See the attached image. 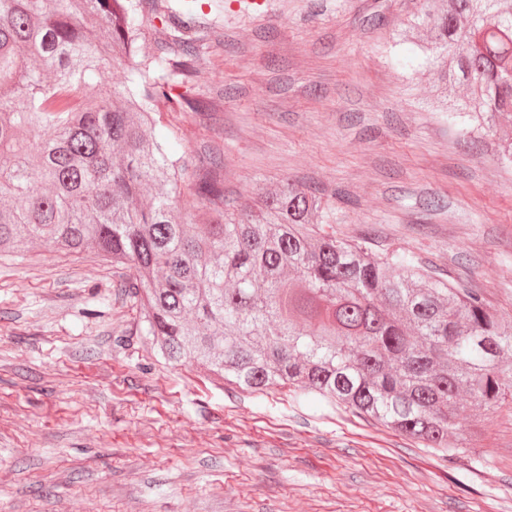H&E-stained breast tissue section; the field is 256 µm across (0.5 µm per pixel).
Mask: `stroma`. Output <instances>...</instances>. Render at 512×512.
<instances>
[{
  "label": "stroma",
  "instance_id": "obj_1",
  "mask_svg": "<svg viewBox=\"0 0 512 512\" xmlns=\"http://www.w3.org/2000/svg\"><path fill=\"white\" fill-rule=\"evenodd\" d=\"M180 0L207 18L198 74L154 134L224 158L236 207L291 179L327 233L414 255L512 317V168L430 111L424 0ZM110 262L0 255V512H512V404L465 406L454 462L310 395L250 394L154 356Z\"/></svg>",
  "mask_w": 512,
  "mask_h": 512
}]
</instances>
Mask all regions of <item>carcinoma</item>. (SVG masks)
Listing matches in <instances>:
<instances>
[{"mask_svg": "<svg viewBox=\"0 0 512 512\" xmlns=\"http://www.w3.org/2000/svg\"><path fill=\"white\" fill-rule=\"evenodd\" d=\"M152 4L174 38L141 57L143 0H0V253L101 256L165 361L250 393H314L445 459L464 453L460 395L486 411L512 398V320L409 254L320 234L322 197L294 181L231 208L224 159L198 170L152 134L164 108L207 109L172 94L198 71L195 18ZM409 39L437 74L433 110L512 123V0L428 6L393 34ZM117 56L123 81L87 96Z\"/></svg>", "mask_w": 512, "mask_h": 512, "instance_id": "carcinoma-1", "label": "carcinoma"}]
</instances>
